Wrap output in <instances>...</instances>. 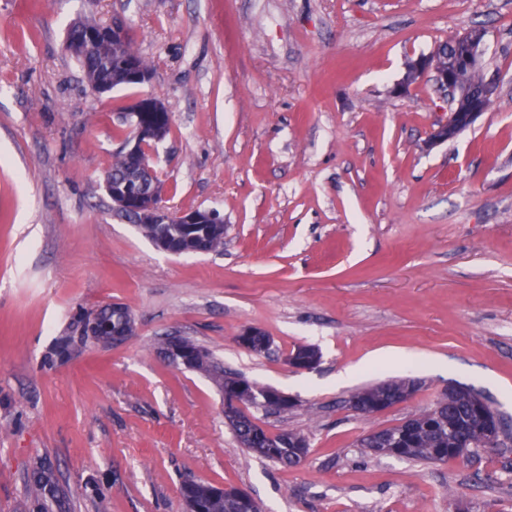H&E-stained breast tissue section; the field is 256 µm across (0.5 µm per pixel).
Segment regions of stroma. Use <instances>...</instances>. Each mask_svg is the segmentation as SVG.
Here are the masks:
<instances>
[{
	"label": "stroma",
	"instance_id": "35a3bbf8",
	"mask_svg": "<svg viewBox=\"0 0 512 512\" xmlns=\"http://www.w3.org/2000/svg\"><path fill=\"white\" fill-rule=\"evenodd\" d=\"M116 16L153 78L98 94L67 31ZM473 27L493 103L427 147L450 100L393 89L407 59ZM140 95L173 118L151 152L166 205L218 210L222 251L165 253L113 208L104 176ZM114 302L133 335L85 339L81 315ZM249 327L269 352L237 344ZM168 336L298 398L248 414L304 436L306 461L241 448L212 380L160 355ZM301 345L316 368L285 364ZM378 351L414 361L337 383ZM399 379L418 384L406 402L348 407ZM451 386L512 427V0H0V512H28L39 460L67 512H186L188 479L262 512H512V431L444 464L360 446Z\"/></svg>",
	"mask_w": 512,
	"mask_h": 512
}]
</instances>
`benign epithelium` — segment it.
I'll return each mask as SVG.
<instances>
[{
  "label": "benign epithelium",
  "mask_w": 512,
  "mask_h": 512,
  "mask_svg": "<svg viewBox=\"0 0 512 512\" xmlns=\"http://www.w3.org/2000/svg\"><path fill=\"white\" fill-rule=\"evenodd\" d=\"M130 35V28L121 19H116L112 25L104 29L89 30L83 41L75 44V49L84 51L92 43L106 36L110 39H125ZM470 36L468 50L461 56L442 64L429 55H420L415 59L407 60L405 70L411 73L412 83H417L428 76L438 89L446 91L451 98L458 95V88L452 82L451 70L464 67L471 70L483 69V41L478 32L468 33ZM125 70L129 82L144 85L151 80V72L144 69L138 61L127 59L120 63ZM483 92L470 94L471 104L468 111L460 112L456 109L449 112L448 118L435 128L428 141L432 147L442 144L456 137L463 129L470 126L485 111L480 101ZM126 119L131 124L132 134L123 143L121 152L141 158L142 166L147 172H152L150 156L143 153L146 142L155 139L157 129L164 124H172V114L158 99L151 96H140L133 100L125 112ZM106 191L112 199V205L127 216L141 220L143 224H181L183 225L186 240L191 246L185 247L165 237H157L154 245L169 254L181 255L188 252L197 254L209 253V244L206 240L212 227L224 224V218L214 209H184L171 211L163 204L162 186L157 183L146 184L136 189L127 184L105 182ZM83 335L101 345H116L129 338V330L117 327L111 328L102 322L100 316L93 313L83 321ZM167 361L175 366L189 368L198 361V354L189 350L179 351L175 344L162 349ZM471 402L483 426L487 445H497L498 438L504 426L496 411L482 398L472 394ZM258 402L262 408L275 412L286 405L288 399L277 391H271L258 399L252 391L243 386L236 388L233 395H224V415L228 416L235 410H240L245 403Z\"/></svg>",
  "instance_id": "benign-epithelium-1"
}]
</instances>
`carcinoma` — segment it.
<instances>
[{
    "mask_svg": "<svg viewBox=\"0 0 512 512\" xmlns=\"http://www.w3.org/2000/svg\"><path fill=\"white\" fill-rule=\"evenodd\" d=\"M127 54L138 56L131 41L112 45L101 42L94 54L86 58L79 56L77 60L90 85L97 87L98 93L103 94L114 88L127 87L120 72H109L112 59ZM454 83L461 90H481L484 77L478 71L459 68L454 72ZM109 175L115 180L133 179L138 175L137 161L119 155L116 163L111 165ZM191 370L208 376L222 391L235 383V373L224 370L221 364L211 358L196 364ZM406 395L407 384L395 381L374 385L356 393L366 407L367 414L376 412L381 406L387 408L404 399ZM474 417V409L468 398L460 394L453 399L447 410L439 413L425 412L399 425L368 434L362 440L363 448L376 457L381 456L377 448L385 446L391 450L392 456L400 459L442 463L445 455L455 452V442L462 430L470 436L469 446L485 444L480 432L470 425ZM232 430L239 443L249 452L272 462L292 466L294 458L301 453H307L305 448L289 447L279 433L272 437L266 435L244 412L232 424ZM180 492L186 504H199L205 512H247L249 509L237 497V491L217 493L210 483H184ZM67 498L68 494L58 485L54 471L41 461L36 463L30 479L28 512H65Z\"/></svg>",
    "mask_w": 512,
    "mask_h": 512,
    "instance_id": "cac0c4a2",
    "label": "carcinoma"
}]
</instances>
